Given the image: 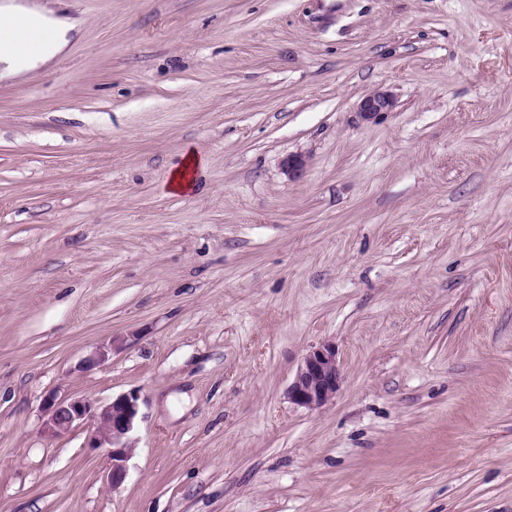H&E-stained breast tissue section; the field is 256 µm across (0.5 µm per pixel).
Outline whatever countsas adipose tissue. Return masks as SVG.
<instances>
[{
  "label": "adipose tissue",
  "mask_w": 512,
  "mask_h": 512,
  "mask_svg": "<svg viewBox=\"0 0 512 512\" xmlns=\"http://www.w3.org/2000/svg\"><path fill=\"white\" fill-rule=\"evenodd\" d=\"M35 16L41 23L43 44L35 53L23 50L0 52V76L14 78L38 67L49 64L61 54L69 42V35L76 27L74 20L55 15L52 10L22 4L21 0H7L0 5V29L17 26L24 17Z\"/></svg>",
  "instance_id": "1"
}]
</instances>
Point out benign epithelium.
I'll list each match as a JSON object with an SVG mask.
<instances>
[{"mask_svg":"<svg viewBox=\"0 0 512 512\" xmlns=\"http://www.w3.org/2000/svg\"><path fill=\"white\" fill-rule=\"evenodd\" d=\"M394 95L375 89L359 102L358 112L366 120L393 111ZM115 341L96 347L81 368L88 370L105 365L112 354ZM342 380L336 350L320 345L303 358L288 387V399L297 406L317 410L336 396ZM146 399L138 390L122 393L108 402L86 397L61 398L54 393L45 395L40 410L45 416L44 430L50 436L66 433L84 424H91L94 433L92 447L108 449L110 464L105 475L107 485L119 488L127 477V463L137 448L135 431L144 418Z\"/></svg>","mask_w":512,"mask_h":512,"instance_id":"obj_1","label":"benign epithelium"}]
</instances>
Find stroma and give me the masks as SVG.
I'll return each mask as SVG.
<instances>
[{
  "label": "stroma",
  "mask_w": 512,
  "mask_h": 512,
  "mask_svg": "<svg viewBox=\"0 0 512 512\" xmlns=\"http://www.w3.org/2000/svg\"><path fill=\"white\" fill-rule=\"evenodd\" d=\"M60 2L0 81V512H512V0ZM133 389L112 490L40 399ZM34 15L41 23L43 44L35 53L23 50L0 52V79L21 76L40 66L49 64L61 54L69 43V34L76 28V22L65 16H57L52 10L38 6H28L19 3H4L0 5V29L8 30L17 26L24 17ZM35 26L33 19H28L22 25L15 27L11 39L27 42L31 46V31ZM1 63L4 64L1 73ZM395 107L394 95L389 90L375 89L359 102L358 112L366 120H372L381 114L392 112ZM198 159L193 153L186 155L181 165L177 167L170 180L171 189L176 192H186L194 187ZM341 380L336 350L320 345L303 358L288 387V399L309 410L320 409L334 399Z\"/></svg>",
  "instance_id": "35a3bbf8"
}]
</instances>
